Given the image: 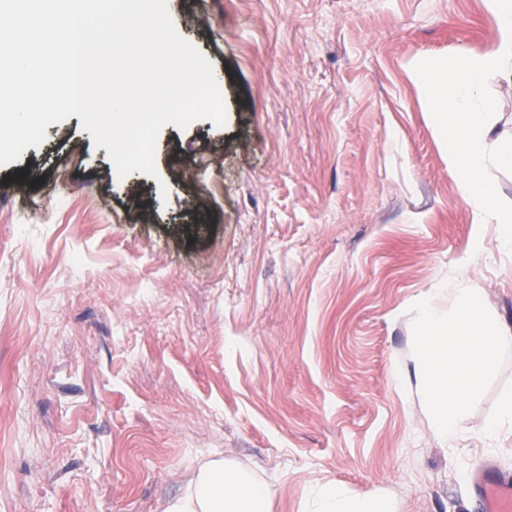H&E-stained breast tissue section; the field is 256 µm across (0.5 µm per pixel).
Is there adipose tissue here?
Here are the masks:
<instances>
[{
	"mask_svg": "<svg viewBox=\"0 0 512 512\" xmlns=\"http://www.w3.org/2000/svg\"><path fill=\"white\" fill-rule=\"evenodd\" d=\"M498 22L487 51L449 60L424 59L412 70L428 107L429 120L457 177L459 195L478 224L498 225L512 247V201L499 199L491 168H512V140L492 135L496 99L483 95L488 78L512 81V0H483ZM415 356L424 398L437 434L453 438L481 383L496 368L500 349L512 346V327L493 322L482 296L461 288L454 311L422 306L415 327ZM268 491L227 462L199 465L186 491L163 503L162 512H266ZM313 512H400L393 499L334 488L316 490Z\"/></svg>",
	"mask_w": 512,
	"mask_h": 512,
	"instance_id": "1",
	"label": "adipose tissue"
}]
</instances>
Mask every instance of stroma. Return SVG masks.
Segmentation results:
<instances>
[{"label": "stroma", "mask_w": 512, "mask_h": 512, "mask_svg": "<svg viewBox=\"0 0 512 512\" xmlns=\"http://www.w3.org/2000/svg\"><path fill=\"white\" fill-rule=\"evenodd\" d=\"M227 120L119 180L78 116L0 166V512H159L224 459L310 512L332 486L480 512L512 475L497 358L454 441L414 361L423 301L512 326V250L476 224L411 78L497 37L482 0H167ZM473 484L481 512L512 511V477L486 467L475 473Z\"/></svg>", "instance_id": "1"}]
</instances>
